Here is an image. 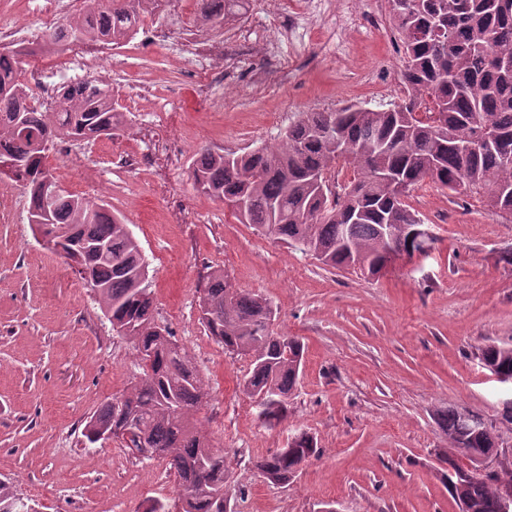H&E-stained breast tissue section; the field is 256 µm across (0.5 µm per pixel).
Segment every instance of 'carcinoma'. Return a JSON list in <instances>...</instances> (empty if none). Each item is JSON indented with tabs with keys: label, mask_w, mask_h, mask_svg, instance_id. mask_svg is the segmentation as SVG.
Instances as JSON below:
<instances>
[{
	"label": "carcinoma",
	"mask_w": 512,
	"mask_h": 512,
	"mask_svg": "<svg viewBox=\"0 0 512 512\" xmlns=\"http://www.w3.org/2000/svg\"><path fill=\"white\" fill-rule=\"evenodd\" d=\"M145 0H110L81 21L55 31L54 42L105 39L113 44L136 34ZM241 0H201L203 19L214 26ZM389 19L404 55L408 101L388 109L350 103L334 112H306L275 150L247 153L205 151L192 169L204 193L234 203L242 223L339 270L376 276L395 261L432 246L419 240L425 227L406 203L427 179L450 195L484 194L486 204L512 223V0H388ZM21 51L0 52V157L15 165L12 179L29 195L34 230L66 241L69 267L95 292L112 330L131 341L142 372L121 394L123 407L102 405L87 421L91 443L100 429L127 427L164 453L179 478V512H225L228 478L224 449L199 429L194 413L208 397L186 349L154 321L148 265L123 220L102 205L62 189L45 167L46 153L62 142L90 141L120 130L123 113L93 77L60 87L52 112L32 102L18 80ZM353 179L338 186L328 178L338 168ZM208 335L250 361L242 391L260 400L267 421L287 416L305 346L295 336H277L263 296L231 286L216 270L200 296ZM480 364L512 377V345L489 343ZM443 450L441 479L451 497L465 489V512H500L498 487L512 484V468L477 483L449 456L454 450L499 446L495 426L466 418L450 406L436 412ZM307 432L287 447L260 457L252 467L265 479L290 482L318 456ZM0 512H30L13 482L0 480Z\"/></svg>",
	"instance_id": "cac0c4a2"
}]
</instances>
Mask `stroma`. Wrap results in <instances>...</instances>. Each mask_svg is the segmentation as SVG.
Here are the masks:
<instances>
[{
  "mask_svg": "<svg viewBox=\"0 0 512 512\" xmlns=\"http://www.w3.org/2000/svg\"><path fill=\"white\" fill-rule=\"evenodd\" d=\"M49 0H0V27L54 31ZM342 0H251L213 27L198 0L145 7L134 38L98 74L125 115L117 135L66 142L45 165L71 193L120 214L148 264L157 323L188 350L209 385L196 413L223 448L234 512H460L438 476L447 442L436 410L454 405L495 425L512 467L504 395L477 353L512 340V224L478 195L424 181L407 202L437 241L375 277L324 266L237 221L196 188L205 150L279 146L301 113L402 103L403 57L387 0H351L360 23L341 32ZM28 197L0 175V479L38 512H172L166 462L119 443H87L89 417L139 375L96 297L28 221ZM266 297L275 333L305 345L288 417L265 424L239 388L248 358L225 353L199 320L209 272ZM314 435L323 453L288 484L252 467Z\"/></svg>",
  "mask_w": 512,
  "mask_h": 512,
  "instance_id": "1",
  "label": "stroma"
}]
</instances>
